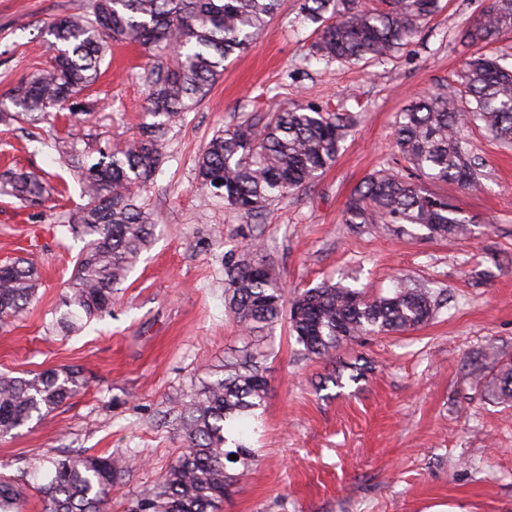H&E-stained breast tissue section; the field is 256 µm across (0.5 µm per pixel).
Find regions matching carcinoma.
Segmentation results:
<instances>
[{
  "label": "carcinoma",
  "instance_id": "1",
  "mask_svg": "<svg viewBox=\"0 0 512 512\" xmlns=\"http://www.w3.org/2000/svg\"><path fill=\"white\" fill-rule=\"evenodd\" d=\"M281 0H92L91 12L46 23L54 52L10 93L0 107V124L53 123L69 106L85 111L79 99L101 74L112 44L141 49L154 58L150 91L136 134L123 146L97 149L98 158L71 165L85 202L66 223L85 240L61 320L102 318L112 311V291L128 276L151 243L157 224L142 203L163 160L168 128L200 105L224 73V62L251 47ZM301 0V16L315 24L310 55L346 64L378 60L407 45L441 8L440 0ZM512 31V0H492L462 34L473 47ZM349 113L312 103L246 119L217 131L197 163L200 188L220 193L225 205L248 218L274 201L315 182L335 162L349 128ZM481 127L512 143V67L483 54L470 56L455 83L409 101L395 129L396 147L411 165L407 179L385 170L365 178L346 203L347 224H415L431 236L451 239L472 219L426 190L422 181L476 185L477 172L465 127ZM59 190L34 173L0 174V196L40 208ZM39 272L29 258L0 266V325L33 302ZM228 305L234 321L250 334L273 326L289 306V324L304 351L329 358L341 341L376 333L415 329L437 312L433 290L402 279L386 295L323 283L285 303L284 283L264 262L224 264ZM265 351L248 347L224 360L216 378L201 384L182 404L179 428L185 448L160 488L138 499L131 512H217L224 502L231 456L246 466L254 453L242 443L225 448L227 424L256 415L269 390ZM350 374H345V371ZM362 365L339 368L328 377L342 388L365 377ZM473 374L500 403L512 402V360L487 376ZM85 387L82 372L61 368L29 377L0 374V433L53 412ZM133 455H72L35 461L50 465L41 487L44 512H105L112 484ZM20 485L0 479V512H14Z\"/></svg>",
  "mask_w": 512,
  "mask_h": 512
}]
</instances>
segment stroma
Masks as SVG:
<instances>
[{
    "mask_svg": "<svg viewBox=\"0 0 512 512\" xmlns=\"http://www.w3.org/2000/svg\"><path fill=\"white\" fill-rule=\"evenodd\" d=\"M88 3L0 0V97L45 60L44 24ZM489 3L442 0V11L393 56L344 66L309 58L314 26L296 0H282L209 98L169 128L144 195L159 220L156 236L113 291L111 315L71 332L54 321L85 244L61 225L82 204L81 185L59 164L47 125H0V171L34 172L65 188L40 209L0 199V261L31 257L40 271L33 305L0 327V373L74 367L88 379L48 416L0 435V475L24 484L26 512L44 508L38 487L46 474L29 470L37 457L137 454L107 512H127L162 482L184 446L182 400L248 341L225 303L224 263L242 259L252 241L291 290L333 280L377 294L406 278L440 292L445 305L417 329L344 341L329 360L307 356L288 321L259 332L269 394L245 432L227 434L244 439L255 460L233 468L224 512H512V405L488 398L472 375L474 364L492 372L512 357V145L465 130L482 171L478 186L428 183L472 217L465 236L343 221L370 173L409 176L394 142L398 115L413 95L447 84L471 55L461 32ZM151 65L137 48L114 46L85 93L90 112L61 117L59 128L92 147L124 143L142 118ZM301 102L356 118L320 179L251 220L197 190L196 162L217 130ZM354 363L368 367L359 383L327 382L333 368Z\"/></svg>",
    "mask_w": 512,
    "mask_h": 512,
    "instance_id": "35a3bbf8",
    "label": "stroma"
}]
</instances>
